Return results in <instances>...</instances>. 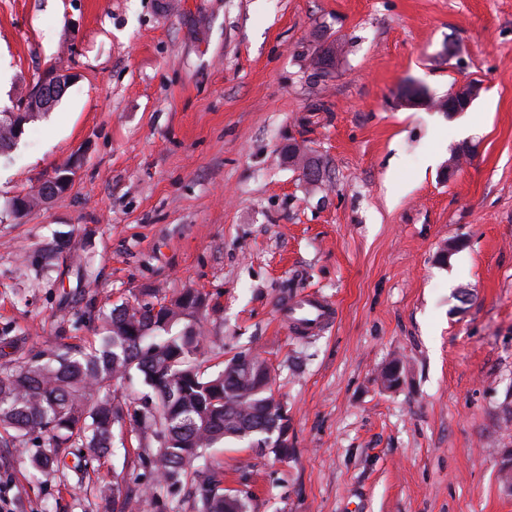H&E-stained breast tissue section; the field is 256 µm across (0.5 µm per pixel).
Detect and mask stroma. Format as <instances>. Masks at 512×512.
I'll use <instances>...</instances> for the list:
<instances>
[{"label": "stroma", "mask_w": 512, "mask_h": 512, "mask_svg": "<svg viewBox=\"0 0 512 512\" xmlns=\"http://www.w3.org/2000/svg\"><path fill=\"white\" fill-rule=\"evenodd\" d=\"M0 64V110L47 66L72 76L0 152V209L77 164L0 222V332L90 345L88 310L197 290L205 367L261 353L288 415L287 453H205L247 512H512V0H0ZM463 80L483 90L456 116L397 104L407 82ZM59 232L70 249L43 263ZM310 293L335 321L304 334L281 306ZM136 448L81 482L0 445V494L107 512L93 487L132 481Z\"/></svg>", "instance_id": "obj_1"}]
</instances>
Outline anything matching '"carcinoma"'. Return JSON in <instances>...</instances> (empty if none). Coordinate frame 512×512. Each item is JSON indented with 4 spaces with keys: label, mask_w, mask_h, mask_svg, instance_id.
Masks as SVG:
<instances>
[{
    "label": "carcinoma",
    "mask_w": 512,
    "mask_h": 512,
    "mask_svg": "<svg viewBox=\"0 0 512 512\" xmlns=\"http://www.w3.org/2000/svg\"><path fill=\"white\" fill-rule=\"evenodd\" d=\"M200 293L188 290L169 303L120 304L100 312V345L64 344L50 353H21L0 370V443L23 450L33 470L48 475L69 472L83 479L99 458L114 450V428L127 404L112 382L137 371L148 387L133 409L130 432L147 442L137 455L151 481L133 497L105 486L96 495L110 512H129L133 504L152 503L158 489L190 485L197 512H246L242 497L224 503L222 482L194 463L225 439H246L263 450L266 427L263 402L272 389L238 394L228 370L208 373L200 361L203 336L196 314ZM183 328L174 333L178 324ZM42 445L30 452L33 435ZM77 458L70 467L68 456Z\"/></svg>",
    "instance_id": "1"
}]
</instances>
